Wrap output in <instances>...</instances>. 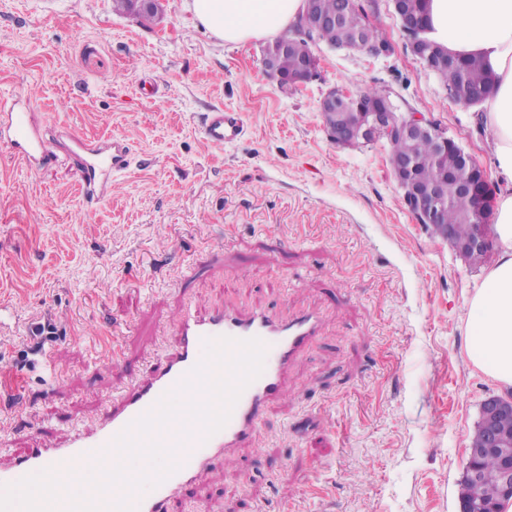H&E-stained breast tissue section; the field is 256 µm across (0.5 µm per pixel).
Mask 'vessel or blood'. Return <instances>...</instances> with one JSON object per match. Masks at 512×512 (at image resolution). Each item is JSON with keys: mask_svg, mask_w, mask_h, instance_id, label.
<instances>
[{"mask_svg": "<svg viewBox=\"0 0 512 512\" xmlns=\"http://www.w3.org/2000/svg\"><path fill=\"white\" fill-rule=\"evenodd\" d=\"M244 120L240 113L218 110L209 113L203 127L204 140L221 148L240 139ZM0 146L27 164H44L49 158L42 136L29 113L19 111L17 101H0ZM73 154L82 171L87 196L103 200L112 192V177L130 165V148L125 139L113 138L94 144L76 142ZM322 331V318L312 309L280 318L272 311L258 309L248 313L221 305L185 310L176 323L177 345L148 376L131 381L108 404L98 425L90 431L75 430L61 443L27 448L13 458L8 468H0V487L18 483L24 477L47 469L61 476H82L95 463L117 460L113 442L131 423L153 410L171 392L181 401L189 393L179 392V384L204 358L206 344L221 338L259 339L265 346L261 374L240 394L225 426L204 436L198 424H191L190 435L177 442V426L158 431L157 439L176 444L177 470L160 484L133 494L135 512H167L171 499L195 482L221 454L252 441L268 406L281 394L290 364L315 341Z\"/></svg>", "mask_w": 512, "mask_h": 512, "instance_id": "obj_1", "label": "vessel or blood"}]
</instances>
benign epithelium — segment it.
<instances>
[{"label":"benign epithelium","mask_w":512,"mask_h":512,"mask_svg":"<svg viewBox=\"0 0 512 512\" xmlns=\"http://www.w3.org/2000/svg\"><path fill=\"white\" fill-rule=\"evenodd\" d=\"M393 10L399 18L401 29L407 36L412 54L430 71L435 70L436 46L428 41L427 16L409 18L401 9V0H391ZM300 35L308 39L313 47L324 44L325 34L332 29V22L321 19L316 11V0H303V15L296 22ZM321 58L318 53L305 60L299 71L289 78L294 86H300L320 77ZM357 91L348 87L329 89L319 103V111L325 123L328 138L340 147H362L379 141L387 143L395 139L424 137L431 140L436 149L443 153L449 148L458 150L465 177L460 183L461 191L468 195L474 206L469 223L475 225L474 234L465 242L455 238L451 225L442 221V210L446 204L444 187L440 182L422 184L414 179L415 162L411 158L391 157L397 184L402 192V202L419 224L433 229L461 256L474 251L491 252L493 241L491 225L494 214V197L485 170L478 165L454 138L448 136V129L431 116L415 112L391 90L379 100L365 104L366 111L354 112L344 122L333 120L336 106L353 104ZM512 416V393L507 396L492 395L483 400L477 430L481 433V444H470L467 448L466 463L461 482L470 490H476L479 481L478 460L493 453L501 459L500 480L502 494L512 498V433L505 430L500 420Z\"/></svg>","instance_id":"1"}]
</instances>
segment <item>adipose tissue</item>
I'll list each match as a JSON object with an SVG mask.
<instances>
[{"label":"adipose tissue","mask_w":512,"mask_h":512,"mask_svg":"<svg viewBox=\"0 0 512 512\" xmlns=\"http://www.w3.org/2000/svg\"><path fill=\"white\" fill-rule=\"evenodd\" d=\"M197 23L215 38L244 44L271 36L295 21L302 0H192ZM431 38L449 53L483 58L496 78L483 120L495 140L500 192L493 233L500 256L472 298L471 360L512 387V0H430Z\"/></svg>","instance_id":"obj_1"}]
</instances>
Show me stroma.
Returning a JSON list of instances; mask_svg holds the SVG:
<instances>
[{
  "mask_svg": "<svg viewBox=\"0 0 512 512\" xmlns=\"http://www.w3.org/2000/svg\"><path fill=\"white\" fill-rule=\"evenodd\" d=\"M161 3L142 24L112 0H0V97L36 112L52 153L31 169L0 150V300L19 320L0 334V367L24 376L20 395L0 391V464L95 426L175 347L186 303L314 308L322 333L259 436L168 512H459L480 405L504 392L472 364L467 334L497 256L470 264L417 223L389 144L336 146L318 105L336 86L389 87L488 170L476 109L410 53L390 0L367 9L392 55L321 48L320 78L287 92L263 70L266 39L220 41L189 0ZM217 108L247 122L221 148L202 136ZM115 135L130 166L110 199L87 198L69 146ZM44 322L54 334L31 338Z\"/></svg>",
  "mask_w": 512,
  "mask_h": 512,
  "instance_id": "obj_1",
  "label": "stroma"
}]
</instances>
